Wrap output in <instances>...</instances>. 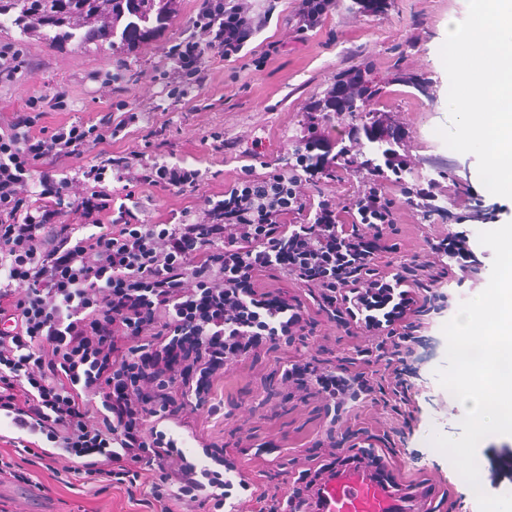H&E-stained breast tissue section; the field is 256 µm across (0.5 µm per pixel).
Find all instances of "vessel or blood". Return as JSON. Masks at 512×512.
Segmentation results:
<instances>
[{"label":"vessel or blood","mask_w":512,"mask_h":512,"mask_svg":"<svg viewBox=\"0 0 512 512\" xmlns=\"http://www.w3.org/2000/svg\"><path fill=\"white\" fill-rule=\"evenodd\" d=\"M311 503L313 512H428L430 495L403 488L390 469L363 460L326 471Z\"/></svg>","instance_id":"b4317fda"}]
</instances>
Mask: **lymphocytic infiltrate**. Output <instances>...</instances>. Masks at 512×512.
I'll return each mask as SVG.
<instances>
[{"label":"lymphocytic infiltrate","mask_w":512,"mask_h":512,"mask_svg":"<svg viewBox=\"0 0 512 512\" xmlns=\"http://www.w3.org/2000/svg\"><path fill=\"white\" fill-rule=\"evenodd\" d=\"M187 38L167 51L156 74L170 95L205 84L206 50L238 55L259 24L248 0H203ZM63 92L29 99L0 116V418L16 431L0 451V475L31 483V468L55 480L74 475L96 491L118 484L143 493L151 512H224L237 490L236 463L219 440L198 438L207 459L189 461L172 428L192 431V416L217 414L214 390L224 368L266 344H291L310 324L300 299L256 290L258 273L277 270L317 287L322 307L352 334L403 341L418 303V280L393 271L382 238L396 222L384 173L365 163L364 188L348 204L324 196L312 220L287 223L306 208L317 171L336 162L337 140L403 143L401 124L330 136L339 98L308 106L305 149L316 168L292 174L247 170L223 199L154 220L139 188L196 191L200 170L148 160L166 142L146 128L143 150L80 159L140 120L117 101L104 114L36 133ZM126 195L114 203L111 183ZM74 222H67V215ZM328 401L371 395L364 373L324 371L291 361L281 376Z\"/></svg>","instance_id":"f902f5d3"}]
</instances>
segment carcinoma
Masks as SVG:
<instances>
[{"label": "carcinoma", "mask_w": 512, "mask_h": 512, "mask_svg": "<svg viewBox=\"0 0 512 512\" xmlns=\"http://www.w3.org/2000/svg\"><path fill=\"white\" fill-rule=\"evenodd\" d=\"M180 0H0V16L23 38L37 37L78 48L95 45L110 53L118 46L134 47L156 38L176 16ZM350 117L360 114L374 126L390 121L387 111L368 109L366 99L350 98Z\"/></svg>", "instance_id": "1"}]
</instances>
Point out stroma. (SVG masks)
Here are the masks:
<instances>
[{
  "label": "stroma",
  "mask_w": 512,
  "mask_h": 512,
  "mask_svg": "<svg viewBox=\"0 0 512 512\" xmlns=\"http://www.w3.org/2000/svg\"><path fill=\"white\" fill-rule=\"evenodd\" d=\"M351 2L342 0L340 7L328 10L319 26L301 32L294 21L301 0H278L274 14L266 16L237 57L226 61L207 53L210 79L185 98L168 96L162 85L150 83L147 76L165 66L171 44L192 33L202 0H180L177 16L156 39L109 55L92 47L23 40L7 24L0 28V44L18 46L34 69L16 83L0 87V112L24 107L29 95H51L63 89L68 93L67 108L46 112L42 128L93 120L106 112L117 119L121 113L113 109L112 97L100 91L96 77L119 73L120 95L129 107L142 112V127H167L162 160L200 169L204 175L194 192L153 191L151 212L163 219L170 211L197 206L223 191L245 167L260 174L286 169L296 144L304 140L309 102L324 96L349 59L364 60L385 83L378 108L394 110L408 131L405 180H435L439 205L459 214L468 213L479 200L499 210L492 222L459 227L469 235L478 263L467 274H449L434 302L416 313L414 336L396 356L380 337L352 336L330 322L307 288L275 272L259 276V290H280L304 303L314 333L289 346H270L230 366L217 393L220 415L196 414L195 428L203 436L223 439L243 474L260 491L288 495L299 472L329 463L327 435L332 432L349 436L356 445L369 444L405 485L427 487L434 495L430 512H480L472 488L431 443L436 432L459 436L465 415L463 404L436 377L446 355L442 327L463 301L488 284L493 252L480 243V232L512 221V199L493 195L484 187L476 157L449 151L435 136L438 128L449 123V80L441 65L440 47L454 23L466 18L468 0H393L378 15L350 12ZM398 69L419 75L425 91L390 83V75ZM214 131L224 134L223 152L211 148L209 135ZM459 228L424 209L403 208L386 240L395 247L398 262L427 263L432 259L430 239ZM299 356L324 367L365 372L377 390L365 402L329 419L322 396L291 394L280 384L283 369ZM312 448L318 450V459L309 458ZM476 457L485 493L512 492V436L484 438ZM0 501L14 512H75L79 507L85 512H147L122 490L82 495L43 469L36 471L30 485L0 479Z\"/></svg>",
  "instance_id": "stroma-1"
}]
</instances>
